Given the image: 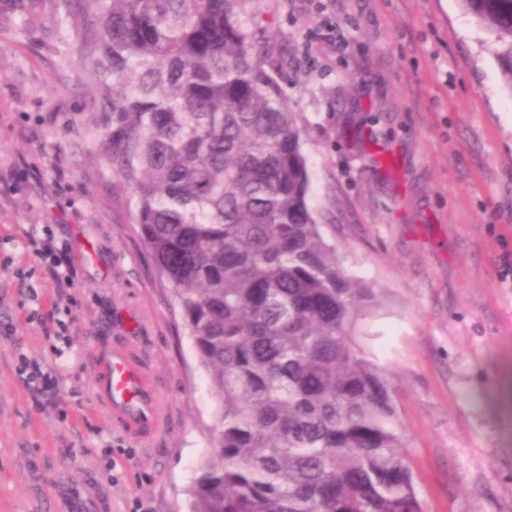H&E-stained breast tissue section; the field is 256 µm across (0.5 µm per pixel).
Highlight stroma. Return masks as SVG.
<instances>
[{"label":"stroma","mask_w":512,"mask_h":512,"mask_svg":"<svg viewBox=\"0 0 512 512\" xmlns=\"http://www.w3.org/2000/svg\"><path fill=\"white\" fill-rule=\"evenodd\" d=\"M242 20L283 49L310 205L380 296L364 346L424 512H512V90L494 35L459 0H245ZM78 34L56 0L0 10V512H59L89 483L88 512H188L217 404L104 156ZM31 232L63 247L70 282ZM109 355L146 372L151 435L97 400ZM23 357L57 388L33 394Z\"/></svg>","instance_id":"35a3bbf8"}]
</instances>
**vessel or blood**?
<instances>
[{
  "instance_id": "b4317fda",
  "label": "vessel or blood",
  "mask_w": 512,
  "mask_h": 512,
  "mask_svg": "<svg viewBox=\"0 0 512 512\" xmlns=\"http://www.w3.org/2000/svg\"><path fill=\"white\" fill-rule=\"evenodd\" d=\"M98 396L131 433L155 426V398L143 369L125 357L108 356L100 364Z\"/></svg>"
}]
</instances>
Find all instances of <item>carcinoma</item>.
<instances>
[{"mask_svg":"<svg viewBox=\"0 0 512 512\" xmlns=\"http://www.w3.org/2000/svg\"><path fill=\"white\" fill-rule=\"evenodd\" d=\"M512 89V0H462ZM242 0H62L112 116L134 230L217 401L188 512H422L386 373L362 347L373 288L309 204L283 61Z\"/></svg>","mask_w":512,"mask_h":512,"instance_id":"1","label":"carcinoma"}]
</instances>
